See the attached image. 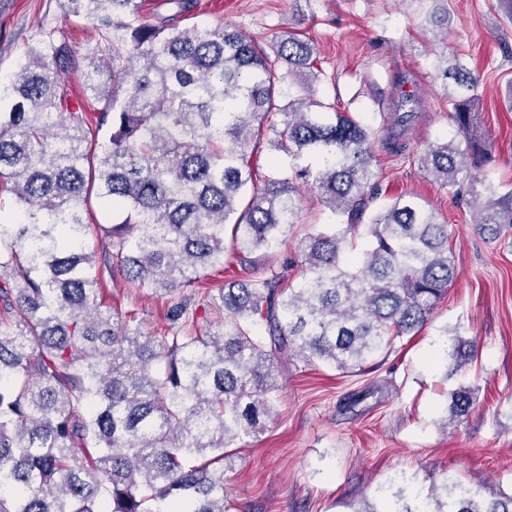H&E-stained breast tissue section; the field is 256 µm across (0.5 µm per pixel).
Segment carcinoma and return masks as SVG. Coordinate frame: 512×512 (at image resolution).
<instances>
[{
    "label": "carcinoma",
    "instance_id": "carcinoma-1",
    "mask_svg": "<svg viewBox=\"0 0 512 512\" xmlns=\"http://www.w3.org/2000/svg\"><path fill=\"white\" fill-rule=\"evenodd\" d=\"M58 2L100 36L82 72L87 106L63 105L74 59L48 22L0 76V190L15 203L0 220V512H225L227 449L276 415L275 368L296 354L359 373L422 330L456 275L448 225L404 195L369 211L373 131L297 81L314 72L313 42L290 33L265 48L222 24L180 28L196 0H170L177 12L156 24L137 0ZM435 72L468 133L472 69L444 54ZM265 150L295 160L291 175L256 183ZM486 160L455 139L417 157L496 235L512 224V188L471 174ZM301 185L332 215L298 245L308 276L212 293L205 277L224 271L225 249L245 267L285 239ZM94 196L112 216L96 225L112 248L102 268L84 247ZM117 273L167 297L159 334L104 305ZM200 310L218 326L198 331ZM443 334L453 370L476 358L475 341ZM474 402V389L453 390L451 420ZM444 492L391 512H512V493L483 499L454 477Z\"/></svg>",
    "mask_w": 512,
    "mask_h": 512
}]
</instances>
